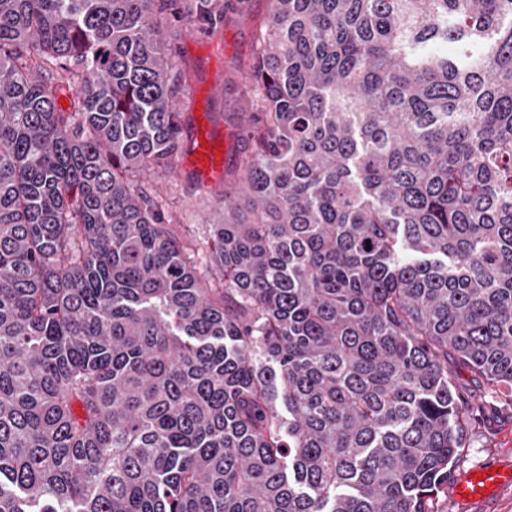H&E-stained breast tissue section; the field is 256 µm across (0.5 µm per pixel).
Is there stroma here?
I'll return each instance as SVG.
<instances>
[{
	"label": "stroma",
	"mask_w": 512,
	"mask_h": 512,
	"mask_svg": "<svg viewBox=\"0 0 512 512\" xmlns=\"http://www.w3.org/2000/svg\"><path fill=\"white\" fill-rule=\"evenodd\" d=\"M271 9V0H243L212 33L166 18L161 21L165 56L173 66L187 64L193 70L177 96L185 121L183 137L207 134L209 149H221L226 160L220 184L202 183L193 165L194 153L188 149L175 156L173 174L147 176L148 191L183 239L203 241L221 196L235 193L237 159L248 148L242 132L251 118L246 77L259 49V27ZM488 463L512 466V419L494 411L469 427L455 471L460 474Z\"/></svg>",
	"instance_id": "obj_1"
}]
</instances>
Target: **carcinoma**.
Segmentation results:
<instances>
[{
	"label": "carcinoma",
	"mask_w": 512,
	"mask_h": 512,
	"mask_svg": "<svg viewBox=\"0 0 512 512\" xmlns=\"http://www.w3.org/2000/svg\"><path fill=\"white\" fill-rule=\"evenodd\" d=\"M229 2L0 0V512H440L512 393V0H272L205 278L156 14Z\"/></svg>",
	"instance_id": "carcinoma-1"
}]
</instances>
